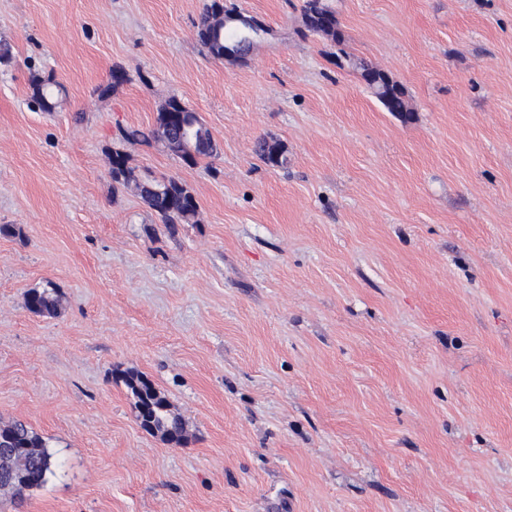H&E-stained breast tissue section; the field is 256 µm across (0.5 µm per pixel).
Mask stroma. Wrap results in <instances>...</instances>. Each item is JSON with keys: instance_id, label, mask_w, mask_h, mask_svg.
<instances>
[{"instance_id": "1", "label": "stroma", "mask_w": 512, "mask_h": 512, "mask_svg": "<svg viewBox=\"0 0 512 512\" xmlns=\"http://www.w3.org/2000/svg\"><path fill=\"white\" fill-rule=\"evenodd\" d=\"M205 2L0 0V427L59 463L0 512H512V0H324L339 44L306 0H233L272 30L243 63L198 42ZM171 97L217 155L121 141ZM117 151L195 223L115 186ZM49 281L57 313L30 311ZM304 15L309 31L330 37L338 43L341 42L336 14L322 0H307ZM361 75L365 82L374 90V93L387 112H413L409 107L406 92L402 88L390 86L386 81L383 72L370 66L367 63H361ZM381 82L373 84L376 78ZM33 86V99L39 107L45 112H52L56 107L55 99L59 93L57 84L52 79L37 78ZM140 196L172 232L177 230V224H190L197 213L194 195L174 177L147 181ZM127 385L135 397L134 408L141 425L149 431L168 436L170 441L179 442L182 424L171 414L166 398L147 380L130 379Z\"/></svg>"}]
</instances>
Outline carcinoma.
<instances>
[{
  "label": "carcinoma",
  "instance_id": "1",
  "mask_svg": "<svg viewBox=\"0 0 512 512\" xmlns=\"http://www.w3.org/2000/svg\"><path fill=\"white\" fill-rule=\"evenodd\" d=\"M236 11V8L224 6V0H207L197 24V39L208 53L215 59L224 56V43L246 40L239 25L231 22L224 24L217 19V14ZM305 21L309 31L325 35L334 41H341V33L336 21V14L322 0H306ZM361 75L388 112H409L406 92L386 81L383 72L367 63L361 64ZM127 81L126 73L115 68L112 70L111 81L101 84L96 89L101 100L112 95L118 85ZM59 93L57 84L49 78L36 79L33 83V99L45 112H52L56 107L55 99ZM192 113L186 105L175 97L164 101L158 109L156 124L151 128L141 126H125L119 128L120 139L130 146H150L165 144V127L171 131H181L183 117ZM194 139L196 155L182 158L189 165L196 164L202 157H210L217 152L216 143L210 133L198 135L191 132ZM253 152L265 164L271 167H284L286 158L274 159L272 146L265 139L254 143ZM112 181L128 186L134 182V171L127 167L126 159L120 152L112 154ZM144 202L156 212L162 223L168 225L170 231L177 230L179 224H189L197 213V202L189 188L174 177L151 179L140 189ZM27 306L35 313L53 314L59 306L57 291L52 286L41 290L35 289L27 295ZM128 387L135 397L134 408L141 425L152 431L159 432L171 441H180L182 424L169 409L168 401L150 382L144 379H131ZM0 438L6 447H0V487L7 488L22 479L29 481L27 489L39 487L54 473L57 460L47 449L45 441L35 434L26 423L17 421L0 429Z\"/></svg>",
  "mask_w": 512,
  "mask_h": 512
}]
</instances>
